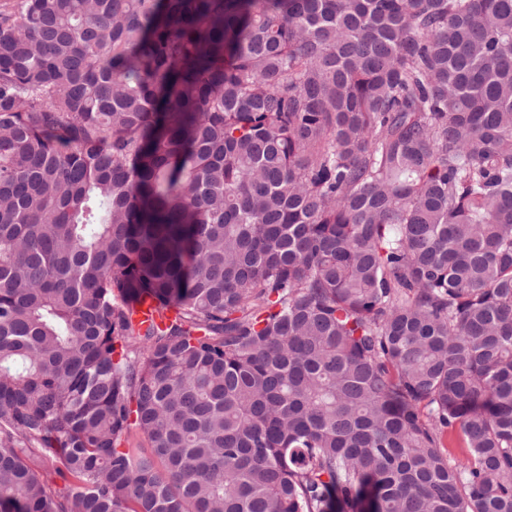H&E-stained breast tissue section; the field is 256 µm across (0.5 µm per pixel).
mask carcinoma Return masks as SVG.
<instances>
[{
	"label": "carcinoma",
	"instance_id": "cac0c4a2",
	"mask_svg": "<svg viewBox=\"0 0 512 512\" xmlns=\"http://www.w3.org/2000/svg\"><path fill=\"white\" fill-rule=\"evenodd\" d=\"M0 512H512V0H3Z\"/></svg>",
	"mask_w": 512,
	"mask_h": 512
}]
</instances>
